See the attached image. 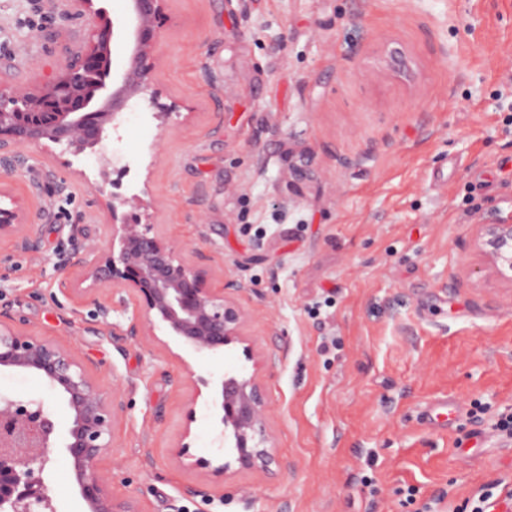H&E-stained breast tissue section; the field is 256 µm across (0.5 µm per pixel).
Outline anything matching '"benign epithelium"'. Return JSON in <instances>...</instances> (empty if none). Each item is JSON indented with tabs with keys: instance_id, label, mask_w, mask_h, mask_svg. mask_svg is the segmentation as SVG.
<instances>
[{
	"instance_id": "obj_1",
	"label": "benign epithelium",
	"mask_w": 512,
	"mask_h": 512,
	"mask_svg": "<svg viewBox=\"0 0 512 512\" xmlns=\"http://www.w3.org/2000/svg\"><path fill=\"white\" fill-rule=\"evenodd\" d=\"M131 2L132 16L96 23L78 61L49 85L26 94L0 85V147L47 140L77 153L111 134L120 136L122 110L142 99L155 117L177 113L175 106L160 103L151 80L158 40L154 22L163 0ZM121 43L130 48L131 63L112 77L111 47ZM135 201L112 194V241L90 264L93 281L134 289L146 317L158 319L199 354L219 356L241 345L245 358L254 359L241 334L245 312L205 288L201 272L153 225L124 211ZM26 223L16 206H0V234L17 233ZM474 248L491 274L512 285V217L478 225ZM2 370L32 374L62 397L68 413L62 448L84 512H135L112 498L108 480L99 473L100 460L112 448L114 406L77 355L0 322ZM201 382L219 395L214 442L224 447L221 470H269L277 464L264 425V394L254 375L226 369ZM57 441V424L43 401L0 395V512H54L43 473L53 462Z\"/></svg>"
}]
</instances>
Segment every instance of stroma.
Returning a JSON list of instances; mask_svg holds the SVG:
<instances>
[{"instance_id": "obj_1", "label": "stroma", "mask_w": 512, "mask_h": 512, "mask_svg": "<svg viewBox=\"0 0 512 512\" xmlns=\"http://www.w3.org/2000/svg\"><path fill=\"white\" fill-rule=\"evenodd\" d=\"M95 22L74 0H0V82L65 70ZM153 83L178 117L124 114L80 155L0 149L26 209L0 236V320L72 350L116 411L101 471L136 512H463L512 490V286L472 249L512 214V0H165ZM405 54L407 72L390 61ZM123 156L120 187L103 160ZM246 314L272 471L221 463L194 353L129 288H93L113 191ZM137 335H130V328ZM0 394L62 399L0 372ZM196 418L186 423L187 407ZM79 512L63 451L43 474ZM415 504H407V495Z\"/></svg>"}]
</instances>
